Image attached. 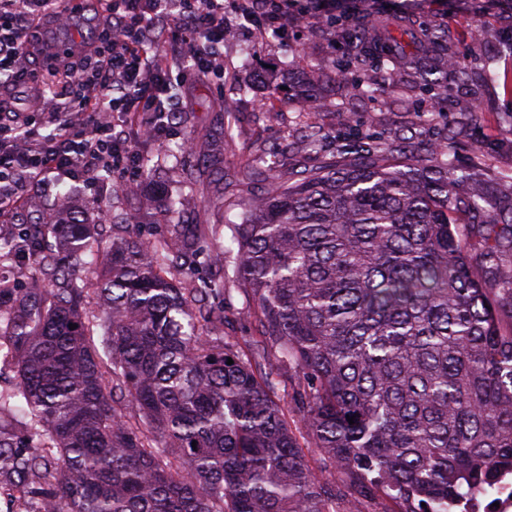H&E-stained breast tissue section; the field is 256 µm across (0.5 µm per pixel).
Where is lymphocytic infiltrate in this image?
Returning <instances> with one entry per match:
<instances>
[{
	"label": "lymphocytic infiltrate",
	"mask_w": 512,
	"mask_h": 512,
	"mask_svg": "<svg viewBox=\"0 0 512 512\" xmlns=\"http://www.w3.org/2000/svg\"><path fill=\"white\" fill-rule=\"evenodd\" d=\"M107 18L92 42L65 53L69 81L60 104L39 101L51 131L34 137L29 118L0 100V223H11L26 191L52 176L95 181L116 173L143 175L128 127L163 143L172 122L173 78L213 72L222 44L224 0H105ZM72 0H0V85L35 81L27 60L30 32L47 17L69 14Z\"/></svg>",
	"instance_id": "lymphocytic-infiltrate-1"
}]
</instances>
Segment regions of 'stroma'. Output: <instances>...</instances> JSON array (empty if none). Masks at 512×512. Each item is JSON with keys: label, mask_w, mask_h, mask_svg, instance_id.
I'll return each mask as SVG.
<instances>
[{"label": "stroma", "mask_w": 512, "mask_h": 512, "mask_svg": "<svg viewBox=\"0 0 512 512\" xmlns=\"http://www.w3.org/2000/svg\"><path fill=\"white\" fill-rule=\"evenodd\" d=\"M69 25L41 22L33 39V64L43 67L46 44L62 46L73 30L91 35L102 20L100 0H79ZM388 17H407L415 29L448 32L456 53L471 70L460 82L434 74L429 85L401 76L391 95L355 91L341 77L351 67L353 48L333 30L292 25L270 30L266 21H243L225 10L227 24L239 28L237 39L224 42L223 74H208L173 87L179 117L170 128L165 149L140 140L130 131L138 156H154L155 175L128 187L119 179L90 184L63 180L40 190L43 207L24 209L23 224L54 222L71 203L81 205L89 220L100 211L132 213L138 223L153 225L165 196L193 194L197 204L170 216L173 224H199L205 259L196 281L224 283V336L245 344L257 333L247 296L233 278L232 264L217 267L208 255L232 247L231 224L240 222L243 198L263 194L271 179L297 177L325 165L345 167L384 142L405 138L413 153L455 131L452 141L459 167L493 184L498 172L512 170V0H377ZM316 95L319 109L308 97ZM314 122L324 133L318 145L307 144L301 128ZM193 139L198 153L213 162L195 185L183 180V139ZM261 165L263 176L242 180L244 165Z\"/></svg>", "instance_id": "35a3bbf8"}]
</instances>
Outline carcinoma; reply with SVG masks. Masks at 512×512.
Returning <instances> with one entry per match:
<instances>
[{
	"mask_svg": "<svg viewBox=\"0 0 512 512\" xmlns=\"http://www.w3.org/2000/svg\"><path fill=\"white\" fill-rule=\"evenodd\" d=\"M337 37L364 46L355 68L469 77L437 32L378 19ZM133 228L112 225L94 288L78 280L97 225L0 241V263L33 270L0 287L15 373L0 412L23 417L0 422V489L20 512H346L377 494L448 512L512 471V170L488 186L446 143L415 161L393 145L271 183L232 225L257 307L246 351L224 341V283L176 277L197 229ZM285 369L299 431L276 396ZM302 438L339 479L316 475Z\"/></svg>",
	"mask_w": 512,
	"mask_h": 512,
	"instance_id": "obj_1",
	"label": "carcinoma"
}]
</instances>
